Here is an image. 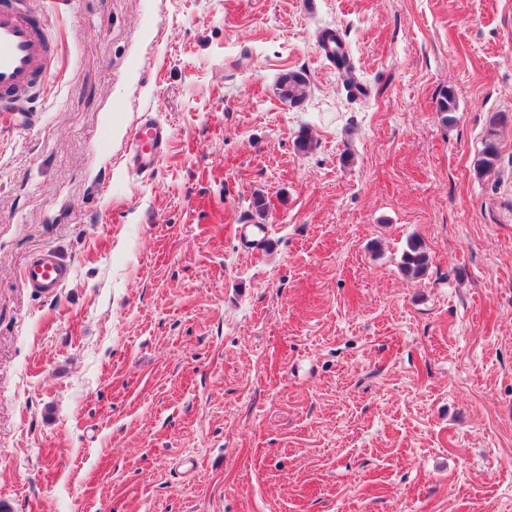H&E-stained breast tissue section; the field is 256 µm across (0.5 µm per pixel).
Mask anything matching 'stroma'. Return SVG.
<instances>
[{
	"instance_id": "obj_1",
	"label": "stroma",
	"mask_w": 512,
	"mask_h": 512,
	"mask_svg": "<svg viewBox=\"0 0 512 512\" xmlns=\"http://www.w3.org/2000/svg\"><path fill=\"white\" fill-rule=\"evenodd\" d=\"M21 3L55 52L0 127L8 512H512V0ZM308 84V77L303 71L283 72L277 81L281 99L291 105L299 104L305 99ZM170 139L166 126L152 117L141 119L127 143V158L135 173L152 171ZM428 262L429 255L423 245L417 240H411L402 256V268L405 273L418 276L424 272ZM71 276V267L50 252L35 257L23 270L24 283L43 296H54Z\"/></svg>"
}]
</instances>
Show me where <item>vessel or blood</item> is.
<instances>
[{
    "label": "vessel or blood",
    "instance_id": "b4317fda",
    "mask_svg": "<svg viewBox=\"0 0 512 512\" xmlns=\"http://www.w3.org/2000/svg\"><path fill=\"white\" fill-rule=\"evenodd\" d=\"M54 48L44 20L0 0V113L9 116L15 126L28 123L29 114L22 106L44 88ZM169 139L166 126L151 117L141 119L127 143L131 170L152 171ZM70 276V266L49 252L35 257L23 270L25 284L48 297L56 295Z\"/></svg>",
    "mask_w": 512,
    "mask_h": 512
}]
</instances>
